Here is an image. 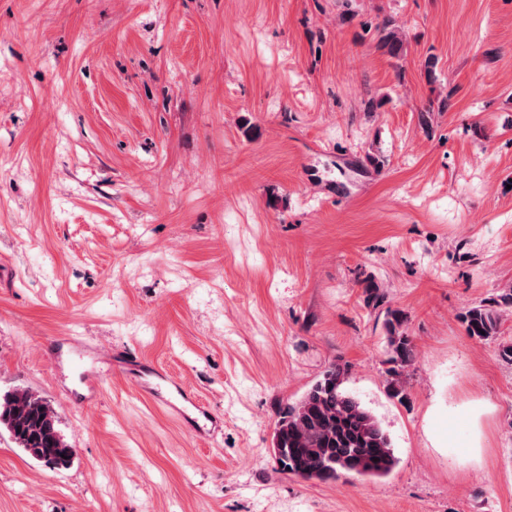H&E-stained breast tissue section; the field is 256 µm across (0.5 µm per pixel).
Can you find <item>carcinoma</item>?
Returning <instances> with one entry per match:
<instances>
[{"mask_svg": "<svg viewBox=\"0 0 512 512\" xmlns=\"http://www.w3.org/2000/svg\"><path fill=\"white\" fill-rule=\"evenodd\" d=\"M378 44L392 57L401 54L403 43L391 21L377 28ZM367 305L381 309L385 339L384 363L392 397L406 399L405 372L416 358L407 333L406 316L386 305L385 293L371 277L364 280ZM512 309V288L505 289L492 305L470 307L463 316L468 336L488 340L498 334L502 309ZM348 369L332 364L296 402L280 412L270 453L280 472L304 479L329 482L343 475L377 478L397 464L389 435L379 421L344 390ZM0 429L37 463L60 469L71 464L75 448L58 428L50 404L29 390L0 394Z\"/></svg>", "mask_w": 512, "mask_h": 512, "instance_id": "obj_1", "label": "carcinoma"}]
</instances>
